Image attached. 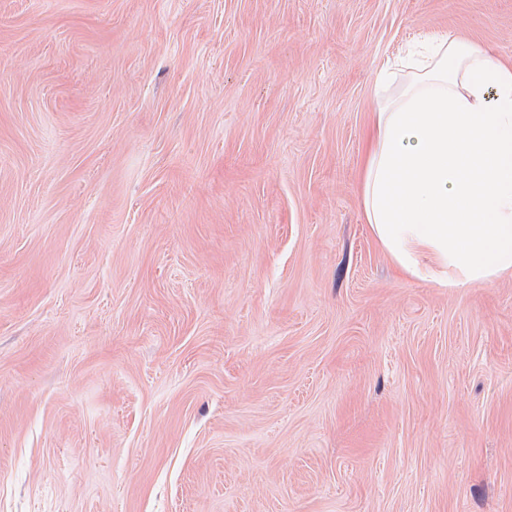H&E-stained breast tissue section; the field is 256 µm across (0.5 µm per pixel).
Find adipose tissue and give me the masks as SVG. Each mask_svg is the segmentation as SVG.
Returning <instances> with one entry per match:
<instances>
[{"label": "adipose tissue", "mask_w": 512, "mask_h": 512, "mask_svg": "<svg viewBox=\"0 0 512 512\" xmlns=\"http://www.w3.org/2000/svg\"><path fill=\"white\" fill-rule=\"evenodd\" d=\"M374 96L361 203L393 267L451 291L512 276V63L437 32Z\"/></svg>", "instance_id": "adipose-tissue-1"}]
</instances>
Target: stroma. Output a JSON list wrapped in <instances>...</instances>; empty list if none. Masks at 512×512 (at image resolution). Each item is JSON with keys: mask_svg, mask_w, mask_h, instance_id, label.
<instances>
[{"mask_svg": "<svg viewBox=\"0 0 512 512\" xmlns=\"http://www.w3.org/2000/svg\"><path fill=\"white\" fill-rule=\"evenodd\" d=\"M441 30L512 0H0V512H512V279L361 204Z\"/></svg>", "mask_w": 512, "mask_h": 512, "instance_id": "1", "label": "stroma"}]
</instances>
